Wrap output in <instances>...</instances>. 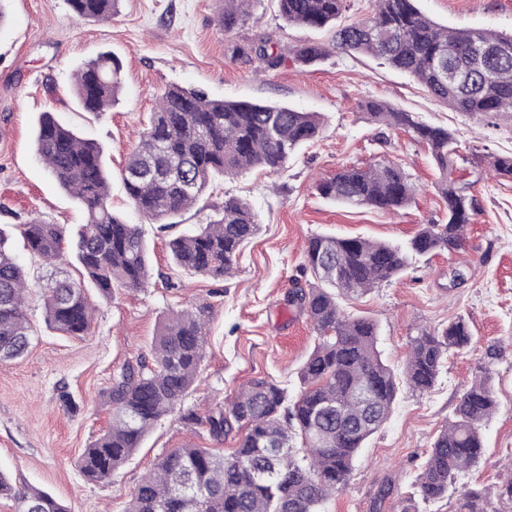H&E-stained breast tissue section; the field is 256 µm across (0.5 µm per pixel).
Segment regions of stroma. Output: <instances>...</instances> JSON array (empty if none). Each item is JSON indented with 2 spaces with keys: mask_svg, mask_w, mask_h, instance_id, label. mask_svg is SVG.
Wrapping results in <instances>:
<instances>
[{
  "mask_svg": "<svg viewBox=\"0 0 512 512\" xmlns=\"http://www.w3.org/2000/svg\"><path fill=\"white\" fill-rule=\"evenodd\" d=\"M418 6L445 26L512 33V0H418ZM217 9L216 0H120L117 15L96 21L77 17L69 0L8 4V21L0 27V228L28 271L26 313L35 335L23 359L0 363V472L15 489L50 492L70 512H124L139 481L163 455L188 444L209 446L181 413L202 416L230 404L240 387L258 378L299 394V371L315 336L286 296L301 276L307 240L333 234L403 244L424 225L448 220L437 189L439 172L426 147L403 131L367 120L364 105L377 100L454 133L458 165L473 184L475 220L466 228L464 257L441 251L414 258L398 279L345 307L377 322L378 346L397 370L416 328L434 329L461 317L473 343L449 357L430 392L401 389L390 419L361 449L346 487L324 510L390 512L377 507L378 489L389 483L409 495L431 442L483 368L492 376L498 404L482 427L484 462L461 476L447 498L418 500L414 507L454 512L463 487L496 498L512 476L500 465L512 450V180L489 178L487 171L491 157L512 154V117L481 119L453 111L409 75L334 47L331 30L287 24L276 0H255L250 18L231 37L220 27ZM264 34L278 42L285 60L260 75L256 62L234 55L233 48ZM309 41L330 52L322 62L304 66L292 51ZM101 51L122 60V94L111 110L94 114L78 105L72 76ZM172 84L200 86L216 98L317 112L323 127L285 170L250 171L215 183L183 214L177 230L163 229L135 211L121 173L158 96ZM46 111L102 146L112 173V206L128 223L142 225L151 252L149 287L119 290L109 300L90 292L96 312L89 334L81 338L48 328L42 300L48 281L79 279L78 264L68 256L53 266L40 265L18 231L33 218L70 228L84 219L34 152L35 124ZM384 160L401 164L416 187L413 201L397 212L331 204L314 188L317 178L342 166ZM228 195L249 202L261 221L231 274L214 280L174 266L168 242L175 231L206 223L213 205ZM203 301L210 305L206 356L180 414L158 421L112 480L87 481L79 459L109 422L102 393L113 375L126 361L149 354L170 310Z\"/></svg>",
  "mask_w": 512,
  "mask_h": 512,
  "instance_id": "35a3bbf8",
  "label": "stroma"
}]
</instances>
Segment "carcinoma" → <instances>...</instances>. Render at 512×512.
Here are the masks:
<instances>
[{
	"label": "carcinoma",
	"mask_w": 512,
	"mask_h": 512,
	"mask_svg": "<svg viewBox=\"0 0 512 512\" xmlns=\"http://www.w3.org/2000/svg\"><path fill=\"white\" fill-rule=\"evenodd\" d=\"M119 0H70L81 19L105 20ZM282 19L310 29L336 28L349 9L347 0H277ZM370 15L336 28V44L374 56L414 77L456 112L475 117L512 115V34L443 26L425 15L416 0H373ZM218 22L230 37L251 14L252 0H219ZM383 39L374 41L366 26ZM483 47L482 53L475 46ZM238 56L253 57L258 71L284 62L268 34L237 45ZM309 65L327 50L308 42L294 49ZM122 66L102 52L74 74L79 105L104 112L115 103ZM368 120L406 130L425 144L439 172L438 190L448 206V223L425 225L407 244L363 237L318 234L308 239L304 257L311 280L297 285L289 302L299 305L316 335L303 365L305 385L293 397L278 382L250 381L229 404L217 405L195 424L218 445L241 431L236 448L224 457L211 448L184 446L165 454L144 476L125 512H320L342 491L359 450L390 418L401 386L428 392L437 383L448 355L471 345L463 318L433 330L417 329L401 374L378 349V326L366 316L349 315L338 298H357L403 274L409 260L434 251L463 250L466 226L475 209L471 183L454 177L457 141L447 128L415 120L381 101L365 104ZM321 132L318 115L286 104L215 99L201 87L172 85L160 95L147 128L122 173L134 209L156 224L174 225L217 177L251 169L279 172ZM35 152L49 174L81 205L85 222L65 236L63 225L34 219L22 225L30 252L45 265L73 253L98 294L137 290L150 284V258L141 227L112 210L103 150L93 139L44 112L36 125ZM490 168L512 179V154L495 156ZM322 198L349 207L394 212L410 202L415 188L399 164L368 169L345 167L315 184ZM259 230L258 214L233 196L214 207V216L192 232L168 242L175 266L212 279L230 274L242 246ZM26 271L13 257L0 231V363L28 351L32 326L25 310ZM47 322L63 336L80 338L91 328L95 307L80 282L60 280L45 289ZM209 305L171 312L154 337L149 356L128 361L103 393L112 412L108 428L86 448L79 468L90 482L110 479L140 447L163 417L173 413L195 384L207 347ZM367 388L371 400L360 397ZM497 408L491 376L484 370L462 395L454 413L435 436L413 482L424 502L448 495L458 477L480 467L482 425ZM15 501V512H70L52 494L30 488L18 492L0 474V498ZM498 508L476 490L465 489L455 512H512V478L501 486Z\"/></svg>",
	"instance_id": "cac0c4a2"
}]
</instances>
